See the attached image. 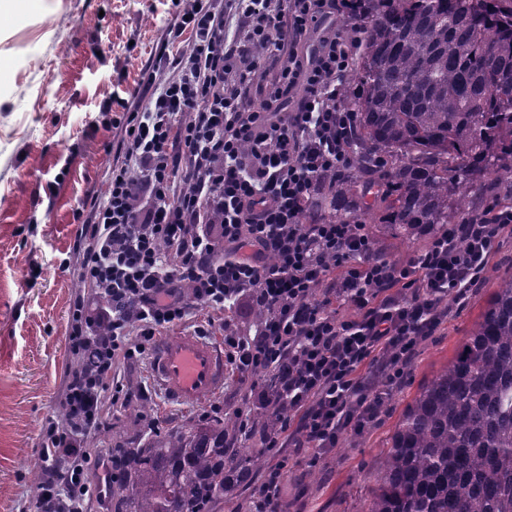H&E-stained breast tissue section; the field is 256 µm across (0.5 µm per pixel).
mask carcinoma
<instances>
[{"label": "carcinoma", "instance_id": "cac0c4a2", "mask_svg": "<svg viewBox=\"0 0 512 512\" xmlns=\"http://www.w3.org/2000/svg\"><path fill=\"white\" fill-rule=\"evenodd\" d=\"M355 174L336 180L325 213L365 222L380 188L382 223L414 238L475 212L490 180L512 184V0H367ZM285 410L261 407L251 439ZM222 421L112 449V512L242 509L259 468ZM363 512H512V274L453 358L403 410Z\"/></svg>", "mask_w": 512, "mask_h": 512}]
</instances>
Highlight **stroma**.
I'll return each mask as SVG.
<instances>
[{
  "label": "stroma",
  "instance_id": "obj_1",
  "mask_svg": "<svg viewBox=\"0 0 512 512\" xmlns=\"http://www.w3.org/2000/svg\"><path fill=\"white\" fill-rule=\"evenodd\" d=\"M34 9L0 16V512H24L36 495L32 472L44 422L59 418L66 372L74 363L68 334L70 304L83 292L74 249L77 214L104 199L112 158L121 140L123 100L147 73L157 82L171 62L190 53L183 34L167 43L171 0H35ZM166 64H159V56ZM367 227L379 250L405 262L428 244L388 230L379 214ZM512 273V232L505 233L484 273L463 302H449L448 318L421 343L404 383L391 392L378 424L345 436L315 478L290 465L282 485L289 512H362L366 475L420 384L446 365L480 318L494 290L493 276ZM118 379L132 393L111 410L93 438L100 455L115 444L131 448L152 430L167 432L220 405L232 414L248 391L228 380L223 391L191 407L170 404L147 362L125 364ZM158 428H150L152 418Z\"/></svg>",
  "mask_w": 512,
  "mask_h": 512
}]
</instances>
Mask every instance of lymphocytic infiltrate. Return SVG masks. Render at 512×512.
<instances>
[{
    "label": "lymphocytic infiltrate",
    "mask_w": 512,
    "mask_h": 512,
    "mask_svg": "<svg viewBox=\"0 0 512 512\" xmlns=\"http://www.w3.org/2000/svg\"><path fill=\"white\" fill-rule=\"evenodd\" d=\"M366 10L365 0H189L177 13L167 36L190 33L193 52L145 107L123 113L106 200L76 238L93 293L72 301L69 347L93 349L96 364L68 380L67 422L42 428L31 512H85L86 466L111 482V460L85 441L109 405L132 398L117 371L191 308L206 314L203 336L213 312L244 302L258 314L249 334L224 321V357L264 407V374L287 366L288 417L265 446L306 450L316 469L378 420L447 301L480 284L511 207L489 201L403 263L380 254L366 225L311 209L350 167L360 90L346 78L362 40L346 26ZM287 468L283 458L264 473L253 512H284Z\"/></svg>",
    "instance_id": "f902f5d3"
}]
</instances>
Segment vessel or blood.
<instances>
[{
    "label": "vessel or blood",
    "instance_id": "1",
    "mask_svg": "<svg viewBox=\"0 0 512 512\" xmlns=\"http://www.w3.org/2000/svg\"><path fill=\"white\" fill-rule=\"evenodd\" d=\"M149 363L165 397L182 406L222 390L228 378L223 347L190 330L157 338Z\"/></svg>",
    "mask_w": 512,
    "mask_h": 512
}]
</instances>
